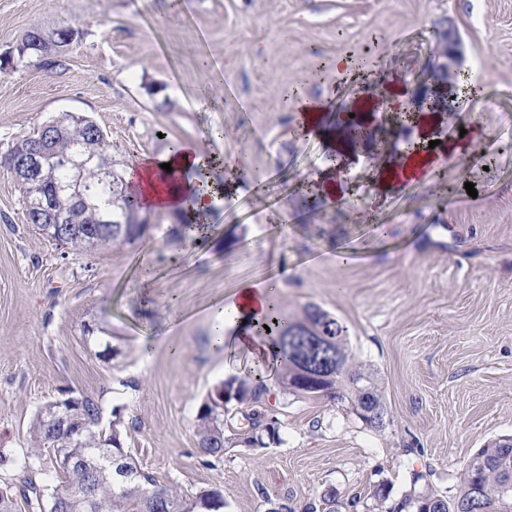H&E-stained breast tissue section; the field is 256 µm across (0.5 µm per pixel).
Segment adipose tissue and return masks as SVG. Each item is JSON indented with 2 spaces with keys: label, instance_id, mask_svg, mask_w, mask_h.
<instances>
[{
  "label": "adipose tissue",
  "instance_id": "obj_1",
  "mask_svg": "<svg viewBox=\"0 0 512 512\" xmlns=\"http://www.w3.org/2000/svg\"><path fill=\"white\" fill-rule=\"evenodd\" d=\"M207 157L199 145H180L163 158H143L130 166L125 174L129 190L143 209L163 212L181 210L185 200H192L191 218L207 222L213 191L211 188L186 180V172L205 166ZM436 165L434 152L419 151L408 155L401 163H386L381 167L375 185L379 195L403 191L406 186L429 180ZM271 284L261 286L245 283L233 292L221 308L225 324L233 327L230 345L245 348L263 356L253 333L257 322L271 305Z\"/></svg>",
  "mask_w": 512,
  "mask_h": 512
}]
</instances>
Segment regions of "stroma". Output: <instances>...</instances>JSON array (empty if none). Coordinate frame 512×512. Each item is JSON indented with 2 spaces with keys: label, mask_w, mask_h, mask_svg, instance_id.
I'll list each match as a JSON object with an SVG mask.
<instances>
[{
  "label": "stroma",
  "mask_w": 512,
  "mask_h": 512,
  "mask_svg": "<svg viewBox=\"0 0 512 512\" xmlns=\"http://www.w3.org/2000/svg\"><path fill=\"white\" fill-rule=\"evenodd\" d=\"M73 18L85 35L62 66L0 71V154L77 112L131 159L194 142L242 174L189 172L225 184L201 242L175 214L151 211L144 238L76 255L27 224L21 189L0 170V486L15 512H28L26 481L57 482L50 463H28L29 426L65 393L98 398L103 424L120 414L125 449L160 483L220 488L223 512H267L258 485L300 506L378 482L397 499L415 471L455 493L478 449L512 435V0H0V57L31 23ZM448 18L479 89L451 99L428 138L475 128L469 152L441 155L430 182L381 202V146L369 141L351 153L343 196H322L329 140L289 130L303 103L344 112L361 94L362 78L333 60L359 59L363 77L400 73L417 90ZM265 280L280 281L283 313L314 304L340 323L378 377L384 430L272 377L280 444L200 454L208 392L254 365L249 351L214 345L219 309ZM92 321L118 337L114 359L84 338Z\"/></svg>",
  "instance_id": "obj_1"
}]
</instances>
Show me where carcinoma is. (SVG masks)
Masks as SVG:
<instances>
[{
    "mask_svg": "<svg viewBox=\"0 0 512 512\" xmlns=\"http://www.w3.org/2000/svg\"><path fill=\"white\" fill-rule=\"evenodd\" d=\"M84 37L75 22L57 27L31 24L16 46V54H8L0 65L14 62L25 66L47 67L49 57H62L78 47ZM63 130L56 142V151L69 154L78 166L61 168L52 154L43 160L42 179L48 189L52 209L68 214L85 225L81 234H73L62 226L60 237L65 248L82 254L112 244L132 242L144 237L151 228L140 202L128 191L124 172L128 160L108 141L104 130L89 116L63 112L50 119ZM81 197L82 208H76L75 197ZM112 200L107 214L109 223L98 224L100 202ZM43 198L24 193L22 204L40 206ZM258 333L265 342L270 361L281 370V385L287 392L323 396L348 404L366 425L382 430L387 425L388 408L373 373L355 361L349 352L343 328L328 313L315 306L304 310L302 317L290 318L272 307L258 324ZM99 332L102 350L98 355L113 358L114 349L106 339L108 332L96 325H83V333ZM338 359L339 366L321 372L318 379L308 380L306 372L313 365ZM225 393L224 404L214 392ZM269 389L260 371L243 379L221 382L209 392L197 414L196 436L200 454L219 459L229 448L260 450L281 442L280 426L269 417L266 400ZM245 405L241 413L245 424L235 434L225 432L229 404ZM102 406L99 400L81 395L71 408V427L80 434L70 437L56 428L42 413H37L30 428L31 457L43 455L59 472V486L38 488L28 482L32 498L26 500L32 512H220L224 497L217 488L204 489L188 496L180 489L160 484L150 473L138 467L124 448L126 428L121 416L113 415L112 424L101 426ZM112 453V473L99 469L101 456ZM71 461L64 466L61 459ZM391 490L384 482L373 485L364 497L355 495L344 505L336 501V493L328 491L319 499L301 507L292 502L272 503L269 512H339L340 507L357 510L365 504L367 512H512V436L493 440L479 449L459 478L456 493L446 497L424 487L390 501ZM92 497V508L86 510L85 495Z\"/></svg>",
    "mask_w": 512,
    "mask_h": 512,
    "instance_id": "1",
    "label": "carcinoma"
}]
</instances>
